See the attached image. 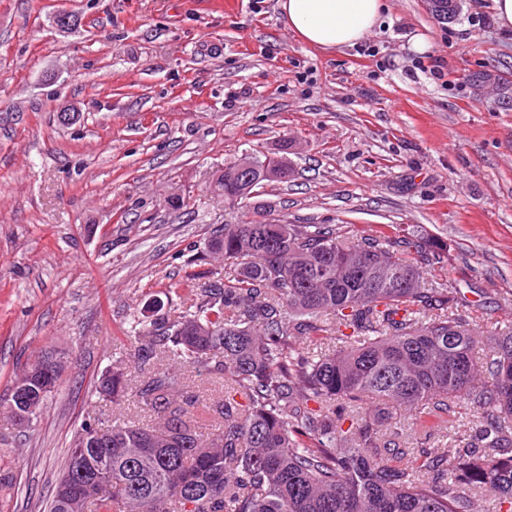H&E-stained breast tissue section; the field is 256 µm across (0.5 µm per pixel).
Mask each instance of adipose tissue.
<instances>
[{
    "instance_id": "1",
    "label": "adipose tissue",
    "mask_w": 512,
    "mask_h": 512,
    "mask_svg": "<svg viewBox=\"0 0 512 512\" xmlns=\"http://www.w3.org/2000/svg\"><path fill=\"white\" fill-rule=\"evenodd\" d=\"M296 38L327 50L356 46L380 22L382 0H278Z\"/></svg>"
}]
</instances>
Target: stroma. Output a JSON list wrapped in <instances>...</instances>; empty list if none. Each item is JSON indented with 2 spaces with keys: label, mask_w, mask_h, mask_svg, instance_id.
Returning a JSON list of instances; mask_svg holds the SVG:
<instances>
[{
  "label": "stroma",
  "mask_w": 512,
  "mask_h": 512,
  "mask_svg": "<svg viewBox=\"0 0 512 512\" xmlns=\"http://www.w3.org/2000/svg\"><path fill=\"white\" fill-rule=\"evenodd\" d=\"M491 4L441 21L383 0L380 27L322 51L277 0H0V512H47L134 315L231 275L207 252L223 225L421 227L448 249L426 276L467 320L512 322V32ZM244 156L293 175L225 202L215 182ZM48 352L68 367L20 426L4 401Z\"/></svg>",
  "instance_id": "obj_1"
}]
</instances>
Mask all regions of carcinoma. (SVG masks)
<instances>
[{"mask_svg":"<svg viewBox=\"0 0 512 512\" xmlns=\"http://www.w3.org/2000/svg\"><path fill=\"white\" fill-rule=\"evenodd\" d=\"M253 164L256 183L225 200L290 174L282 158ZM208 250L233 279L137 320L129 360L95 387L154 425L87 417L50 512H479L486 492L512 512V326L474 332L460 289L401 258L439 263L447 244L414 228L351 241L334 224L256 222L224 225ZM312 336L334 349L303 350ZM192 373L227 376L224 397L194 390ZM61 378L25 368L15 408L41 409ZM457 408L478 415L469 431L450 448L425 434L407 459L401 412L445 423ZM201 412L217 418L207 431ZM101 467L108 485L87 503L71 473Z\"/></svg>","mask_w":512,"mask_h":512,"instance_id":"1","label":"carcinoma"}]
</instances>
